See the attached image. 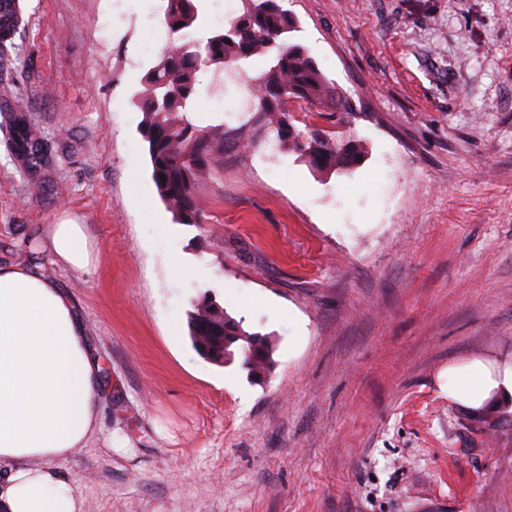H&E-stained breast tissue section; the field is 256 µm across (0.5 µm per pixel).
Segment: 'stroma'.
Returning a JSON list of instances; mask_svg holds the SVG:
<instances>
[{
  "label": "stroma",
  "instance_id": "obj_1",
  "mask_svg": "<svg viewBox=\"0 0 512 512\" xmlns=\"http://www.w3.org/2000/svg\"><path fill=\"white\" fill-rule=\"evenodd\" d=\"M18 4L0 113L19 101L50 161L19 168L0 129V266L61 288L100 364L98 427L59 469L82 512H512V410L448 398L449 363L512 354V0H284L353 107L294 124L362 157L227 146L202 224L175 223L139 132L164 0ZM265 67L228 81L225 129ZM65 220L84 271L43 244ZM207 296L271 337L264 377L194 349Z\"/></svg>",
  "mask_w": 512,
  "mask_h": 512
}]
</instances>
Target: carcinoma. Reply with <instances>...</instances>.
Wrapping results in <instances>:
<instances>
[{"label": "carcinoma", "instance_id": "obj_1", "mask_svg": "<svg viewBox=\"0 0 512 512\" xmlns=\"http://www.w3.org/2000/svg\"><path fill=\"white\" fill-rule=\"evenodd\" d=\"M240 14L227 20L212 36L196 38L200 0H167L164 24L171 48L144 76L138 97L143 114L141 133L148 144L152 178L158 194L177 224H201L205 210L197 194L199 183L219 176L224 162V116L204 128L192 113L197 98L224 92L228 70L262 57L268 67L256 78L252 93V125L258 132L271 130L276 145L307 159L318 170H347L361 158L350 140H333L315 130L300 131L290 119L288 103L318 106L331 102L337 112H350L319 70L307 49L286 36L298 29L297 19L283 0H241ZM16 0L0 10V59L10 60L18 14ZM9 150L17 164L30 169L47 151L40 130L20 109L4 114ZM191 341L199 336L224 335V363L235 351L244 356L251 375L272 366L268 337L244 331L219 305L203 299L188 316Z\"/></svg>", "mask_w": 512, "mask_h": 512}]
</instances>
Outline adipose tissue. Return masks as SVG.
Masks as SVG:
<instances>
[{
    "label": "adipose tissue",
    "instance_id": "ef3b65f1",
    "mask_svg": "<svg viewBox=\"0 0 512 512\" xmlns=\"http://www.w3.org/2000/svg\"><path fill=\"white\" fill-rule=\"evenodd\" d=\"M46 240L65 267H88L82 225H48ZM99 369L69 297L29 267L0 268V512H81L57 467L95 429ZM448 398L475 414L512 405V356L449 365Z\"/></svg>",
    "mask_w": 512,
    "mask_h": 512
}]
</instances>
